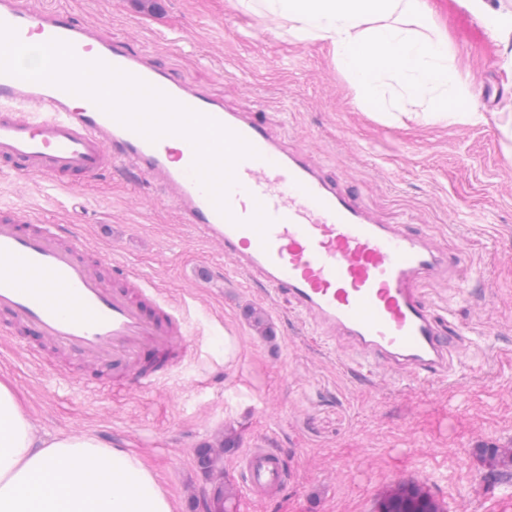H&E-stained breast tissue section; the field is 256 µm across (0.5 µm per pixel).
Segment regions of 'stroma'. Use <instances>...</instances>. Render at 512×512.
Returning <instances> with one entry per match:
<instances>
[{"instance_id":"1","label":"stroma","mask_w":512,"mask_h":512,"mask_svg":"<svg viewBox=\"0 0 512 512\" xmlns=\"http://www.w3.org/2000/svg\"><path fill=\"white\" fill-rule=\"evenodd\" d=\"M97 25L102 37L147 53L177 79L232 112H260L270 130L383 224H412L460 249L464 269L427 282L437 309H452L465 351L444 382L366 377L344 339L324 346L284 296L229 263L145 179L107 171L62 189L0 174V205L36 209L68 225L97 257L135 267L187 313L192 350L156 387L112 391V365L0 328V379L22 394L39 432L96 435L143 455L180 512H198L212 485L198 448L234 432L239 449L277 448L294 472L278 496L247 512H512V38L480 33L466 0H439L463 79L480 90L484 119L450 122L428 103L381 114L358 107L328 43L263 27L225 0H23ZM498 61L489 68L488 58ZM260 307L270 335L251 326ZM39 346L43 358L23 354Z\"/></svg>"}]
</instances>
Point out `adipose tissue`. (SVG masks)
Here are the masks:
<instances>
[{
  "instance_id": "1",
  "label": "adipose tissue",
  "mask_w": 512,
  "mask_h": 512,
  "mask_svg": "<svg viewBox=\"0 0 512 512\" xmlns=\"http://www.w3.org/2000/svg\"><path fill=\"white\" fill-rule=\"evenodd\" d=\"M261 20L282 19L304 42L331 47L357 106L388 109L430 98L440 118L476 116L479 93L433 30L428 0H227ZM0 512H175L142 457L91 434L40 438L17 389L0 381Z\"/></svg>"
}]
</instances>
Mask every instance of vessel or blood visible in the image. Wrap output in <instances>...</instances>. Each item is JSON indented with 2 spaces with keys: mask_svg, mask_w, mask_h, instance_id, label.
I'll use <instances>...</instances> for the list:
<instances>
[{
  "mask_svg": "<svg viewBox=\"0 0 512 512\" xmlns=\"http://www.w3.org/2000/svg\"><path fill=\"white\" fill-rule=\"evenodd\" d=\"M0 22L20 40H61L82 61L100 60L142 79L258 152L236 166L227 218L191 172V144L174 152L168 137L149 141L94 102L76 108L58 86L0 73L1 171L57 185L110 169L148 177L174 201L180 222L219 246L235 272L254 274L292 300L321 339H348L357 367L398 380L449 377L460 332L425 302L422 288L441 270L460 267L462 253L436 246L411 225L378 223L302 152L283 150L255 114L225 110L148 56L101 39L92 25L22 0H0ZM260 206L272 220L263 236L247 225ZM64 234L56 220L0 208V323L155 385L191 350L184 313L141 273L117 269L119 283L109 285L88 244L65 241ZM235 472L252 498L275 495L292 475L275 448L245 449Z\"/></svg>",
  "mask_w": 512,
  "mask_h": 512,
  "instance_id": "b4317fda",
  "label": "vessel or blood"
}]
</instances>
